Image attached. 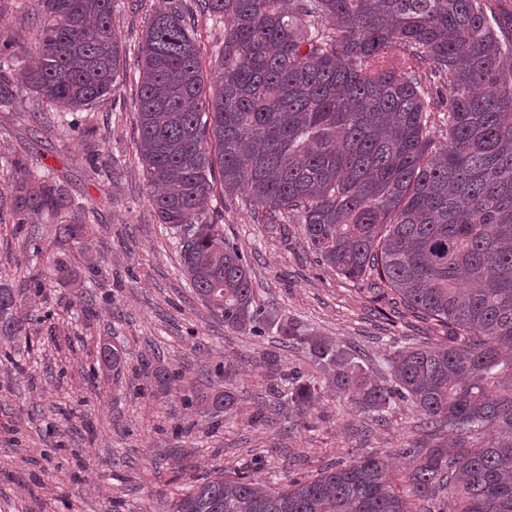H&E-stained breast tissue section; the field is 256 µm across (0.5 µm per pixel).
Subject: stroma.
Listing matches in <instances>:
<instances>
[{"instance_id": "stroma-1", "label": "stroma", "mask_w": 512, "mask_h": 512, "mask_svg": "<svg viewBox=\"0 0 512 512\" xmlns=\"http://www.w3.org/2000/svg\"><path fill=\"white\" fill-rule=\"evenodd\" d=\"M164 5L115 0L112 27L127 63L113 100L75 113V126L23 85L13 105L0 108V175L12 160H26L95 215L81 244L63 246L51 220H0V280L17 292L16 315L27 329L0 336L1 351L25 360L21 372L0 362V512H170L182 483L225 470L283 483L365 454L401 469V449L453 440L447 429L421 428L409 402L378 415L331 390L308 414L287 407L256 421L266 400L257 363L278 335L227 330L193 293L178 240L158 222L136 156L134 50ZM206 211L246 257L264 314L333 338L379 383L391 379L384 361L390 346L423 347L450 336L448 326L416 316L387 291L319 264L302 225L269 233L238 194L209 199ZM63 252L88 258L95 275L34 289L32 278ZM104 341L125 354L120 375L97 366ZM144 358L173 373L164 394L152 395L149 378L135 374ZM216 376L237 402L214 420L190 395ZM258 460L264 466L257 471Z\"/></svg>"}]
</instances>
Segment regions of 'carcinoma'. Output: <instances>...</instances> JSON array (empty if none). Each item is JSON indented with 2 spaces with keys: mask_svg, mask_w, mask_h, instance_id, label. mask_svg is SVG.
<instances>
[{
  "mask_svg": "<svg viewBox=\"0 0 512 512\" xmlns=\"http://www.w3.org/2000/svg\"><path fill=\"white\" fill-rule=\"evenodd\" d=\"M38 64L16 66L25 40L0 30V105L32 88L54 109L89 110L116 91L126 56L112 0H35ZM224 24L210 45L221 70L203 71L204 42L182 0L154 12L138 49L137 153L161 224L176 230L197 297L224 328L303 349L328 385L364 412L408 401L422 425L459 436L453 448L405 449L395 474L374 455L281 487L244 472L190 482L172 512H411L440 490L454 512H512V15L497 0H197ZM443 113L444 139L432 113ZM241 192L273 234L302 224L321 263L373 280L454 328L434 347L385 355L393 385L374 381L334 340L263 320L250 268L205 201ZM15 224L57 219L78 241L86 210L15 160L0 211ZM14 289L0 283V336L25 330ZM121 373V351L100 352ZM271 411L303 415L324 387L264 351ZM165 392L171 375L141 361ZM218 418L236 395L194 393Z\"/></svg>",
  "mask_w": 512,
  "mask_h": 512,
  "instance_id": "cac0c4a2",
  "label": "carcinoma"
}]
</instances>
